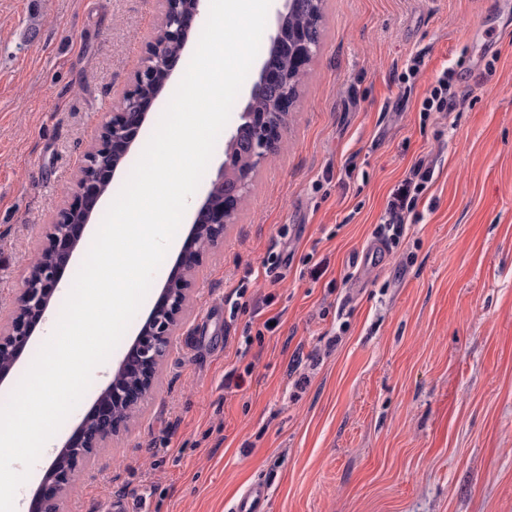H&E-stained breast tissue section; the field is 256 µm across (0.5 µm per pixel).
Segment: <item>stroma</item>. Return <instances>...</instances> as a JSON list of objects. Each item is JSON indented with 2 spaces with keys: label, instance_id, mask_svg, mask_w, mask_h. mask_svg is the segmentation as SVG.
I'll return each instance as SVG.
<instances>
[{
  "label": "stroma",
  "instance_id": "35a3bbf8",
  "mask_svg": "<svg viewBox=\"0 0 512 512\" xmlns=\"http://www.w3.org/2000/svg\"><path fill=\"white\" fill-rule=\"evenodd\" d=\"M160 21L158 0H0V322ZM508 27L512 0H324L284 147L195 270L152 394L87 460L64 512H233L255 483L264 512H512ZM446 67L460 105L422 121ZM421 157L436 166L426 200L374 253L387 196ZM310 257L329 261L320 279Z\"/></svg>",
  "mask_w": 512,
  "mask_h": 512
}]
</instances>
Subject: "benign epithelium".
Here are the masks:
<instances>
[{
  "label": "benign epithelium",
  "mask_w": 512,
  "mask_h": 512,
  "mask_svg": "<svg viewBox=\"0 0 512 512\" xmlns=\"http://www.w3.org/2000/svg\"><path fill=\"white\" fill-rule=\"evenodd\" d=\"M190 10L178 7V0H160L161 22L156 37L175 46L167 53L151 41L135 73L132 88L112 108L101 124L95 142L84 155L73 185L72 200L60 206L47 225L42 250L49 259L28 268L23 286L14 296L11 320L0 325V381L12 370L36 328L46 321L55 293L59 291L62 269L79 251L82 230L90 223L94 208L104 194V183L112 180L120 160L135 143L148 112L185 50L194 23L203 14V0H194ZM295 0H284L277 26L269 36L270 52L250 91L241 114L242 127L252 129L245 143L240 128L227 133L225 160L215 184L224 187V199L216 202L207 190L194 212L189 235L180 254L177 273L164 284L153 308L137 333L135 342L97 397V410L84 416L64 449L47 469L53 492L34 500L30 512H63L70 489L69 464L75 455L105 447L126 421L117 416L120 406H137L152 393L156 375L166 356L171 336L189 303L191 276L197 266L224 240V230L234 223L242 199L253 178L281 147L292 99L288 96V71L301 69L318 51L313 29L288 33V16ZM274 92L264 109L256 108L257 96Z\"/></svg>",
  "instance_id": "obj_1"
}]
</instances>
